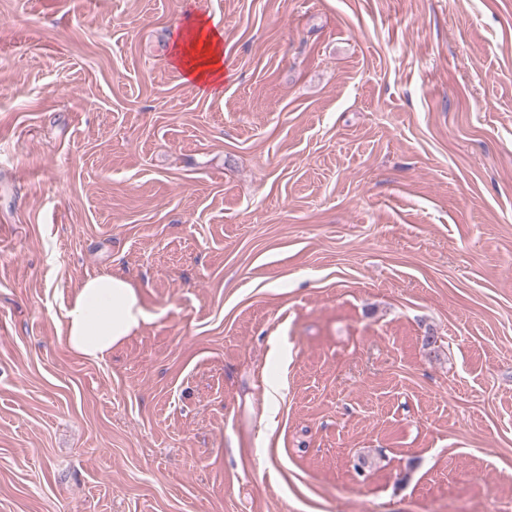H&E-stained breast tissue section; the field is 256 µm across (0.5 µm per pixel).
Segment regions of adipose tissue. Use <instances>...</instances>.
Returning <instances> with one entry per match:
<instances>
[{
  "label": "adipose tissue",
  "instance_id": "1",
  "mask_svg": "<svg viewBox=\"0 0 512 512\" xmlns=\"http://www.w3.org/2000/svg\"><path fill=\"white\" fill-rule=\"evenodd\" d=\"M170 57L186 80L215 96L224 88V31L201 16L189 17L172 42ZM147 319L142 300L122 275L88 276L66 312L69 349L90 361L104 359L113 347L138 332Z\"/></svg>",
  "mask_w": 512,
  "mask_h": 512
}]
</instances>
